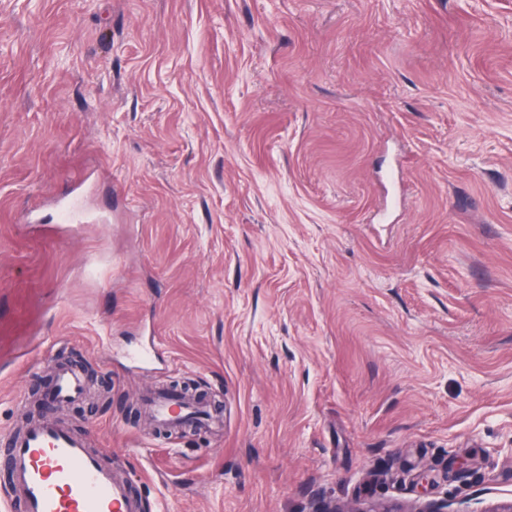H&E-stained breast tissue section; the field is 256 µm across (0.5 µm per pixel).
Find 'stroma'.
<instances>
[{
	"label": "stroma",
	"instance_id": "1",
	"mask_svg": "<svg viewBox=\"0 0 512 512\" xmlns=\"http://www.w3.org/2000/svg\"><path fill=\"white\" fill-rule=\"evenodd\" d=\"M58 362L144 512L511 504L512 0H0V434Z\"/></svg>",
	"mask_w": 512,
	"mask_h": 512
}]
</instances>
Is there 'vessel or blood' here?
I'll list each match as a JSON object with an SVG mask.
<instances>
[{
  "mask_svg": "<svg viewBox=\"0 0 512 512\" xmlns=\"http://www.w3.org/2000/svg\"><path fill=\"white\" fill-rule=\"evenodd\" d=\"M83 375L56 366L51 398L82 400ZM103 451L56 424L37 421L0 438V463L9 473L8 507L18 512H142V500L102 462Z\"/></svg>",
  "mask_w": 512,
  "mask_h": 512,
  "instance_id": "obj_1",
  "label": "vessel or blood"
}]
</instances>
